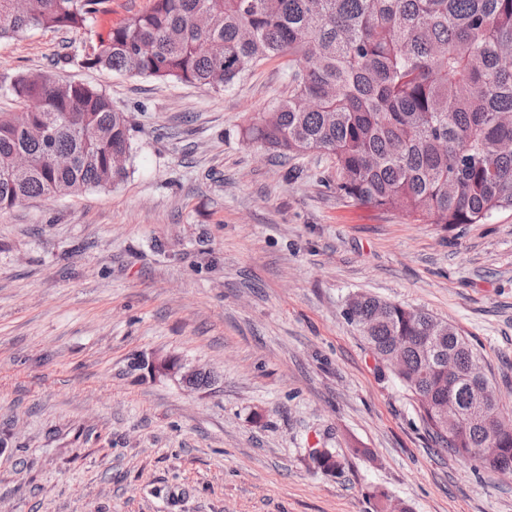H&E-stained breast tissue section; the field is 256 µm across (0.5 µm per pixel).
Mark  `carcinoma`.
Here are the masks:
<instances>
[{
    "label": "carcinoma",
    "instance_id": "1",
    "mask_svg": "<svg viewBox=\"0 0 512 512\" xmlns=\"http://www.w3.org/2000/svg\"><path fill=\"white\" fill-rule=\"evenodd\" d=\"M109 0H27L17 13L0 0V40L30 30H77ZM288 56V95L275 99L243 136L280 156L325 151L336 189L419 224H481L512 209V0H153L113 28L84 60L102 73L231 87L258 63ZM18 112H0V210L48 197L109 188L127 176L132 124L99 89L45 71L10 87ZM65 155L70 163L57 167ZM345 316L377 357L407 342L395 375L415 396L439 448L470 459L500 449L512 469V437L483 429L453 435L434 406L453 392L470 412L469 386L448 372L482 357L457 328L419 342L434 316L367 294ZM342 467L331 449L314 458Z\"/></svg>",
    "mask_w": 512,
    "mask_h": 512
}]
</instances>
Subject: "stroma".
Listing matches in <instances>:
<instances>
[{
	"instance_id": "obj_1",
	"label": "stroma",
	"mask_w": 512,
	"mask_h": 512,
	"mask_svg": "<svg viewBox=\"0 0 512 512\" xmlns=\"http://www.w3.org/2000/svg\"><path fill=\"white\" fill-rule=\"evenodd\" d=\"M151 5L0 40V112L49 71L133 127L124 181L0 211V512H512V476L438 451L345 316L366 293L447 321L512 410V209L417 224L343 197L325 152L248 142L287 57L220 89L85 66ZM166 356L210 385L154 373Z\"/></svg>"
}]
</instances>
